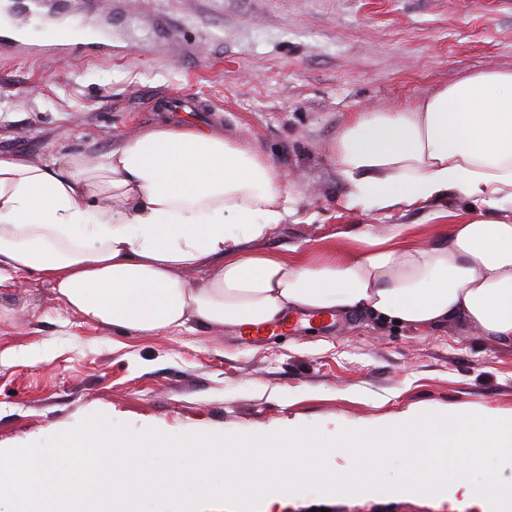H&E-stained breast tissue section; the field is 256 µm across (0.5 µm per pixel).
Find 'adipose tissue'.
<instances>
[{
  "instance_id": "obj_1",
  "label": "adipose tissue",
  "mask_w": 512,
  "mask_h": 512,
  "mask_svg": "<svg viewBox=\"0 0 512 512\" xmlns=\"http://www.w3.org/2000/svg\"><path fill=\"white\" fill-rule=\"evenodd\" d=\"M331 151L349 209L451 193L501 207L512 202V70L355 113ZM293 203L287 176L218 125L158 123L104 155L51 163L0 153V274L49 277L68 307L131 334L362 311L424 329L460 318L512 345V222L476 216L430 246L409 225L370 224L360 250L313 262L242 251L272 237Z\"/></svg>"
}]
</instances>
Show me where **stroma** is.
<instances>
[{
  "label": "stroma",
  "instance_id": "stroma-1",
  "mask_svg": "<svg viewBox=\"0 0 512 512\" xmlns=\"http://www.w3.org/2000/svg\"><path fill=\"white\" fill-rule=\"evenodd\" d=\"M29 39L110 17L112 58L0 55V153L31 161L99 155L168 121L221 123L288 173L294 211L269 251L312 261L356 248L368 224L444 239L456 195L389 211L346 208L330 147L357 112L394 111L483 69H512V0H0ZM251 347L238 329L135 335L87 321L37 274L0 279V443L39 442L97 411L177 435L284 418L356 428L417 408L512 414V346L464 320L392 328L368 314Z\"/></svg>",
  "mask_w": 512,
  "mask_h": 512
}]
</instances>
